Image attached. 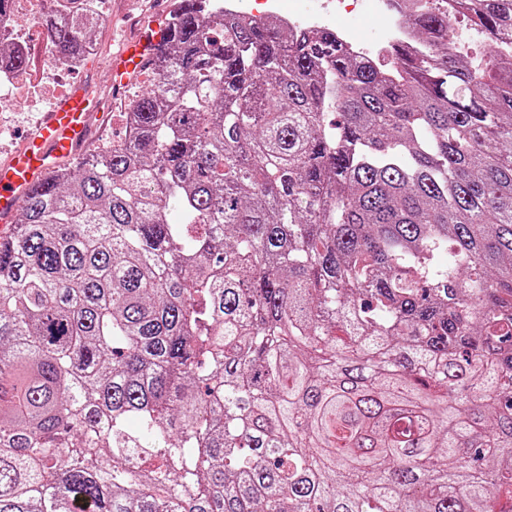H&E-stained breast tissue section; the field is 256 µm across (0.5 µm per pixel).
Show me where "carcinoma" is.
<instances>
[{"mask_svg":"<svg viewBox=\"0 0 512 512\" xmlns=\"http://www.w3.org/2000/svg\"><path fill=\"white\" fill-rule=\"evenodd\" d=\"M401 2L429 51L378 61L181 0L124 136L26 197L0 512H512V53Z\"/></svg>","mask_w":512,"mask_h":512,"instance_id":"cac0c4a2","label":"carcinoma"}]
</instances>
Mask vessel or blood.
Listing matches in <instances>:
<instances>
[{"instance_id":"obj_1","label":"vessel or blood","mask_w":512,"mask_h":512,"mask_svg":"<svg viewBox=\"0 0 512 512\" xmlns=\"http://www.w3.org/2000/svg\"><path fill=\"white\" fill-rule=\"evenodd\" d=\"M163 25L152 23L128 40L112 60L115 86L126 85L152 59L163 39ZM97 101L84 86H74L64 99L44 113L37 134L8 162L0 163V222L11 223L15 212L36 184L60 161L78 152L89 140Z\"/></svg>"}]
</instances>
